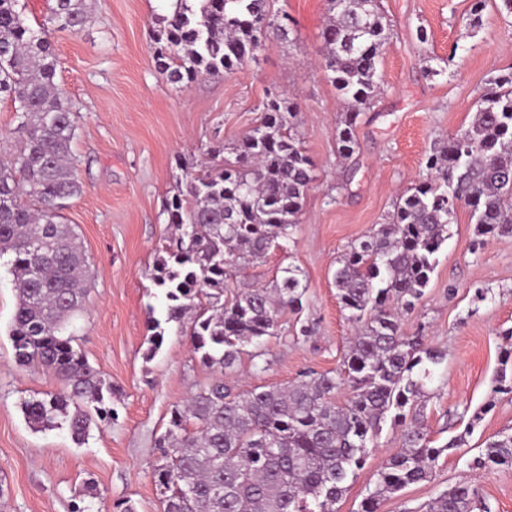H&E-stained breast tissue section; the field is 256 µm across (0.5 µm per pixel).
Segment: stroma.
Wrapping results in <instances>:
<instances>
[{
	"instance_id": "obj_1",
	"label": "stroma",
	"mask_w": 512,
	"mask_h": 512,
	"mask_svg": "<svg viewBox=\"0 0 512 512\" xmlns=\"http://www.w3.org/2000/svg\"><path fill=\"white\" fill-rule=\"evenodd\" d=\"M287 17L289 41L269 38L245 70L221 79L173 84L153 59L154 18L170 0H88L76 33L52 30L56 81L78 113L72 150L82 193L65 212L90 265L86 310L74 324L75 345L112 384V422L85 444L66 429L32 430L24 400L59 390L49 374L19 366L9 331L16 293L0 267V512H72L73 493L89 488L91 512H115L128 500L137 512H162L153 481L157 438L170 412L214 375L189 337L168 330L145 361L150 317L164 303L151 276L171 233L165 202L185 188V174L231 158L258 123L267 92L299 109L298 136L315 182L285 248L230 279L225 297L272 286L282 268L299 269L306 289L286 312L261 359L242 355L224 374L245 392L286 387L309 371H336L355 331L336 297V260L349 245L386 223L397 198L421 180L434 144L467 128L492 79L512 72V17L487 0L479 31L464 23L471 0H382L393 37L382 50L381 94L356 129L351 158L336 152L346 107L323 68L321 30L328 0H269ZM427 42H420L419 31ZM487 298L474 299L476 289ZM310 335H301V327ZM401 330L445 354L422 401L434 446L458 439L439 458L431 480L383 500L378 512H416L459 482L476 488L492 512H512V469L469 468L483 443L512 428V234L478 239L467 208L457 211L436 255L425 295L403 313ZM400 429L385 420L365 466L347 482L336 512H359L382 462L400 449Z\"/></svg>"
}]
</instances>
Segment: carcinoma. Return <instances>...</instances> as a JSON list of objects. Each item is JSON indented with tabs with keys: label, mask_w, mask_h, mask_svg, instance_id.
<instances>
[{
	"label": "carcinoma",
	"mask_w": 512,
	"mask_h": 512,
	"mask_svg": "<svg viewBox=\"0 0 512 512\" xmlns=\"http://www.w3.org/2000/svg\"><path fill=\"white\" fill-rule=\"evenodd\" d=\"M16 2L0 0V98L18 103L21 134L19 149L0 156V258L9 256L17 295L9 336L18 365L64 385L23 402L27 424L64 428L81 445L113 411L112 383L74 348L70 332L88 292L87 257L62 216L82 192L72 162L77 126L55 81L48 29L25 24ZM329 3L323 59L347 104L336 129L347 159L357 145V119L381 90L379 56L392 32L379 0ZM172 7L155 19L152 38L159 73L173 84L240 69L270 33L289 40L288 24L271 18L267 0H173ZM86 20L85 0H53L51 25L76 32ZM297 115L288 98H268L260 123L233 147L235 161L187 175L185 191L168 200L175 234L152 277L166 317L150 321L145 361L155 358L174 321L202 365L222 373L249 346L253 357H263L280 318L299 309L301 283L291 267L271 288L224 299L228 280L271 245L288 242L299 223L315 175L295 133ZM425 169L427 178L399 199L391 221L338 260L337 297L356 326L339 372L242 394L216 377L174 406L153 469L163 512H336L391 412L402 426L401 449L379 468L360 512H377L382 499L430 479L439 457L458 447L452 440L430 446L422 421L406 419L443 353L404 335L400 317L424 296L459 207L470 208L480 236L512 233V75L493 82L471 124L435 145ZM343 387L349 397L340 405ZM468 466L512 468V430L487 439ZM478 499L477 489L459 482L423 512H473Z\"/></svg>",
	"instance_id": "cac0c4a2"
}]
</instances>
